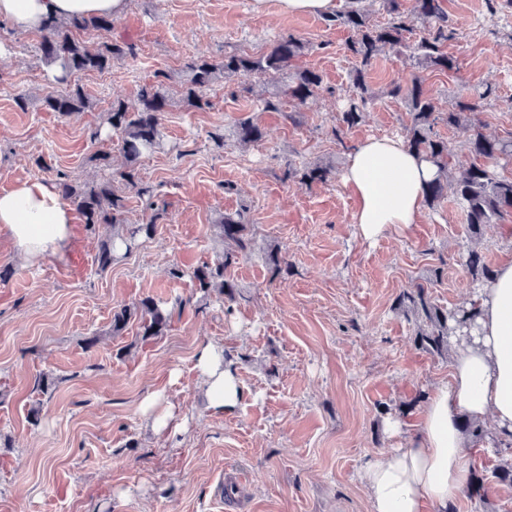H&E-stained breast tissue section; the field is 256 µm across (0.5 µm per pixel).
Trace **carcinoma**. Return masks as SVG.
I'll return each mask as SVG.
<instances>
[{
    "instance_id": "carcinoma-1",
    "label": "carcinoma",
    "mask_w": 512,
    "mask_h": 512,
    "mask_svg": "<svg viewBox=\"0 0 512 512\" xmlns=\"http://www.w3.org/2000/svg\"><path fill=\"white\" fill-rule=\"evenodd\" d=\"M360 2L362 0H347L343 9L326 17L329 24L350 32L346 51L355 62L351 71L354 95L334 128L339 141L362 120L372 101L366 75L380 54L386 51L406 52L414 65L422 69L451 72L457 68L456 60L445 52L448 42L456 38L457 31L442 6L443 0H415L412 12L405 10L402 0H382L387 14L383 22L372 21ZM419 21L425 23V28L412 42L410 38L415 34ZM109 26L107 17H59L44 23L40 30L39 51L45 65L62 72L57 82L66 83L78 72H103L112 67L113 61L132 51V47L125 43L103 42L90 46L80 38V34L91 29ZM304 48V43L290 34L279 39L267 54L259 58L243 52L226 51L220 61L201 57L192 59L184 66L180 84L182 99L189 106L202 110L210 106L209 100L203 96L204 89L209 86L223 80L272 71L277 74V82L265 100V109L279 112L287 99L303 104L322 85L319 73L310 69L292 70L293 60ZM387 94L406 100L410 107L412 126L406 135L405 145L437 169L436 177L423 191V200L429 207L437 206L448 195L453 196L465 213L471 234L475 236L481 234L484 225L512 212V177L497 176L489 167L491 162L512 156V132L490 138L483 134L477 119L481 102L496 96L493 87H485L474 100L454 98L446 112L436 111L433 96L424 89L418 77L406 84L392 81ZM137 100L138 107L132 110L124 102L114 101L106 113L105 123L120 135L121 151L126 161L118 175L77 184L65 173H56L59 192L75 206L85 224H110L115 229H125V233L112 238V243L101 246L97 264L102 273L112 266L117 246L128 247L138 237L153 236L157 229L152 222L126 224L124 193L128 189L139 198L147 199V204H152L153 191L140 180L137 163L142 155L153 153L162 146L163 117L171 106V97L162 84L145 83L137 92ZM42 102L49 110L62 114L92 107V102L79 87H68L60 92L48 91ZM440 121L450 127L470 128L467 148L474 162L458 173L449 165L448 143L434 131ZM262 136L261 128L249 117L239 120L233 132V137L242 146H248ZM335 175L336 167L330 162H313L299 167L290 164L286 171L287 178L305 183H325ZM216 228L218 237L224 242L221 261L214 267L205 264L194 269L192 278L203 296L216 292L230 305L239 297V285L232 277L231 269L252 250L255 238L252 225L246 222L241 212L224 214ZM465 266L475 286L489 281L495 273L476 247L468 250ZM395 305L414 316L417 323L416 345L436 355L448 351L450 337L469 335L478 318L475 301L469 300L448 310L432 302L428 289L422 285L402 290ZM133 321L138 323L142 337H158L168 330L170 314L152 298L145 297L112 311V334H121ZM460 426L466 435L477 441L489 437L500 445L506 443L512 447V442H506L481 422L465 419ZM487 480L484 471L471 470L464 488L467 498L483 501L487 496Z\"/></svg>"
}]
</instances>
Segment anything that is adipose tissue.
Segmentation results:
<instances>
[{
  "mask_svg": "<svg viewBox=\"0 0 512 512\" xmlns=\"http://www.w3.org/2000/svg\"><path fill=\"white\" fill-rule=\"evenodd\" d=\"M126 0H0V19L22 30L71 14L124 12ZM435 175L425 160L398 138H369L353 148L342 175L355 199L352 215L367 241L390 227L415 223L423 188ZM0 233L27 264L63 255L73 239V215L56 191L37 180H23L0 192ZM475 302L479 330L473 339L455 341L448 382L429 399L418 434L408 445L367 462L362 480L373 512H447L448 501L468 480L466 457L473 446L458 428L461 415L491 421L495 431L512 432V261L501 264L479 288ZM201 386L211 405L235 409L242 390L223 352L205 348L198 359Z\"/></svg>",
  "mask_w": 512,
  "mask_h": 512,
  "instance_id": "ef3b65f1",
  "label": "adipose tissue"
}]
</instances>
